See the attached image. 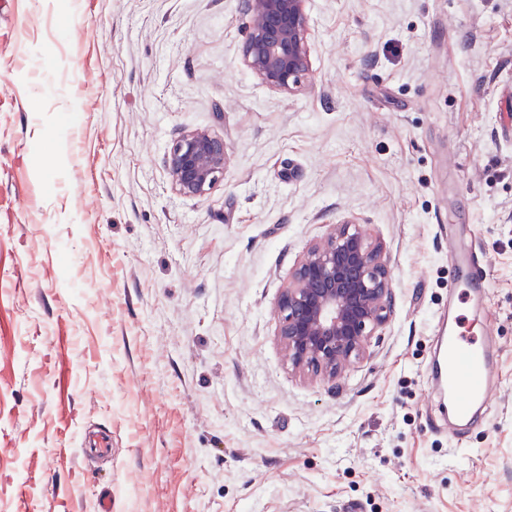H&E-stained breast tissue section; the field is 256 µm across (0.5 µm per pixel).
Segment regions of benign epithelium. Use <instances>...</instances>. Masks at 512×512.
I'll list each match as a JSON object with an SVG mask.
<instances>
[{
  "instance_id": "benign-epithelium-1",
  "label": "benign epithelium",
  "mask_w": 512,
  "mask_h": 512,
  "mask_svg": "<svg viewBox=\"0 0 512 512\" xmlns=\"http://www.w3.org/2000/svg\"><path fill=\"white\" fill-rule=\"evenodd\" d=\"M249 17L243 66L268 89L297 90L311 70L307 0H241ZM224 137L210 128L181 130L162 158L181 196L207 195L224 179ZM277 336L288 368L332 388L367 354L392 312V279L380 249L344 220L307 248L277 302Z\"/></svg>"
}]
</instances>
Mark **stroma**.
Segmentation results:
<instances>
[{
    "mask_svg": "<svg viewBox=\"0 0 512 512\" xmlns=\"http://www.w3.org/2000/svg\"><path fill=\"white\" fill-rule=\"evenodd\" d=\"M307 11L289 96L244 68L239 0L0 11V512H512V0ZM200 127L224 179L183 197L162 157ZM344 217L393 313L334 391L276 305ZM467 258L498 381L457 439L427 367Z\"/></svg>",
    "mask_w": 512,
    "mask_h": 512,
    "instance_id": "35a3bbf8",
    "label": "stroma"
}]
</instances>
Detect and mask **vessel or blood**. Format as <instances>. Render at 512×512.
Here are the masks:
<instances>
[{"instance_id":"vessel-or-blood-1","label":"vessel or blood","mask_w":512,"mask_h":512,"mask_svg":"<svg viewBox=\"0 0 512 512\" xmlns=\"http://www.w3.org/2000/svg\"><path fill=\"white\" fill-rule=\"evenodd\" d=\"M440 332V348L430 372L452 407L448 433L453 436L473 421L477 411L487 408L498 354L486 326L463 322L460 316H452L450 325L441 327Z\"/></svg>"}]
</instances>
